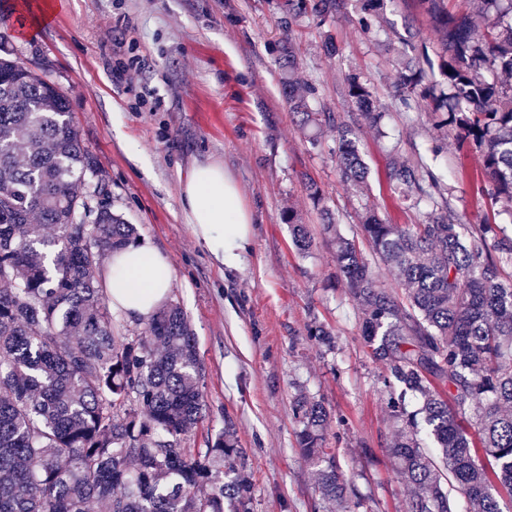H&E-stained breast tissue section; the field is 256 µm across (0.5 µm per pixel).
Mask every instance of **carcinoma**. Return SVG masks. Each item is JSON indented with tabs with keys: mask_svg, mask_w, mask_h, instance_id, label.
I'll return each instance as SVG.
<instances>
[{
	"mask_svg": "<svg viewBox=\"0 0 512 512\" xmlns=\"http://www.w3.org/2000/svg\"><path fill=\"white\" fill-rule=\"evenodd\" d=\"M440 67L452 92L423 85L434 60L423 52L399 75L418 110L449 108L440 120L482 154L481 178L494 202L512 204V0H482L450 14L425 0ZM284 34L276 46L289 78L288 104L308 127L336 128L346 187L363 182L357 124L379 126L373 93L357 73L345 77L356 111L344 120L316 112L315 86L297 77L291 26L303 16L336 18L346 0H278ZM500 76L488 82L483 71ZM69 101L26 63L0 57V512H253V484L235 425L205 448L187 440L205 413L196 337L182 309L163 307L136 335L112 325L99 257L132 242L135 228L99 207L87 175L93 156L69 119ZM387 178L401 199L433 204L422 224H392L375 211L362 232L376 261L337 238L336 283L362 306L361 335L388 374L389 407L399 423L390 453L413 494L407 512H453L445 484L470 512L512 503V238L481 223L464 236L443 183L395 156ZM303 183L327 232L337 218L308 174ZM295 245L312 240L288 215ZM392 265L403 299L381 287L376 262ZM298 445L316 469L323 498L344 512L365 508L326 447L330 412L304 394L294 399ZM437 452L423 447L418 420Z\"/></svg>",
	"mask_w": 512,
	"mask_h": 512,
	"instance_id": "obj_1",
	"label": "carcinoma"
}]
</instances>
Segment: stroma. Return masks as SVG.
I'll use <instances>...</instances> for the list:
<instances>
[{"label": "stroma", "instance_id": "35a3bbf8", "mask_svg": "<svg viewBox=\"0 0 512 512\" xmlns=\"http://www.w3.org/2000/svg\"><path fill=\"white\" fill-rule=\"evenodd\" d=\"M24 2L0 0V56L25 62L68 97L108 206L173 264L169 301L188 318L204 373L205 418L190 447H206L232 418L254 512H325L295 437L293 402L302 392L331 413L327 442L351 492L373 512H406L411 489L389 455L385 366L364 346L359 305L336 285V239L361 241L370 209L397 224L421 223L431 212V202L398 201L385 176L396 154L442 179L459 223L482 220L512 237V207L482 192L474 146L458 145L437 114L395 98L401 59L430 42L433 22L420 0H381L366 14L360 0H349L336 19L292 29L300 75L316 88L314 108L351 112L345 76L353 71L386 114L382 130L358 132L368 174L351 189L340 181L334 132L302 128L288 110L275 0H64L45 23ZM363 15L367 33L358 25ZM328 36L339 55L325 54ZM128 64L137 70L132 90L118 76ZM195 159L221 161L255 214L239 269L211 262L180 209V175ZM304 172L337 215L335 233L324 232ZM292 211L312 238L308 251L294 244ZM315 325L333 332L334 350L310 337Z\"/></svg>", "mask_w": 512, "mask_h": 512}]
</instances>
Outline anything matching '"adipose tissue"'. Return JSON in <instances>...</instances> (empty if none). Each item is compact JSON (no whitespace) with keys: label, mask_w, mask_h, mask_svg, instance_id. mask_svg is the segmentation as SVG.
<instances>
[{"label":"adipose tissue","mask_w":512,"mask_h":512,"mask_svg":"<svg viewBox=\"0 0 512 512\" xmlns=\"http://www.w3.org/2000/svg\"><path fill=\"white\" fill-rule=\"evenodd\" d=\"M179 204L192 231L219 268L236 269L251 248L253 213L223 164L196 162L180 177ZM175 280L171 261L150 244L112 254L106 281L113 312L146 319L166 305Z\"/></svg>","instance_id":"ef3b65f1"}]
</instances>
